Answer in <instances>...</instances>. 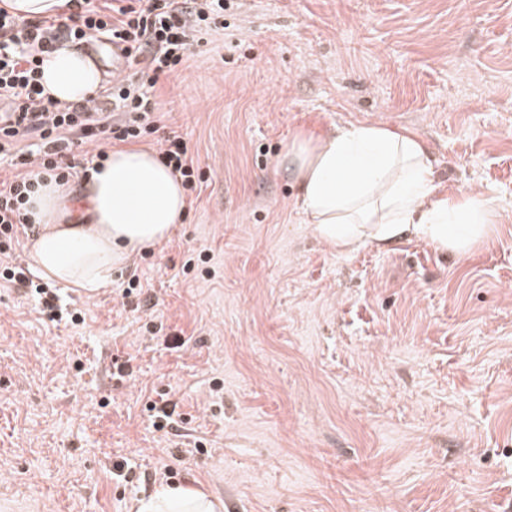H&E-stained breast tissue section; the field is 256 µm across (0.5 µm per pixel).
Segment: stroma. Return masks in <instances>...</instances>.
Segmentation results:
<instances>
[{
  "label": "stroma",
  "instance_id": "35a3bbf8",
  "mask_svg": "<svg viewBox=\"0 0 512 512\" xmlns=\"http://www.w3.org/2000/svg\"><path fill=\"white\" fill-rule=\"evenodd\" d=\"M156 101L207 180L50 321L0 284V512H512V0H245ZM422 137L468 253H341L293 203L298 131ZM140 285L129 288L131 277ZM136 512H218L202 490L191 486L161 485L137 502Z\"/></svg>",
  "mask_w": 512,
  "mask_h": 512
}]
</instances>
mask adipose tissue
I'll list each match as a JSON object with an SVG mask.
<instances>
[{
  "label": "adipose tissue",
  "instance_id": "adipose-tissue-1",
  "mask_svg": "<svg viewBox=\"0 0 512 512\" xmlns=\"http://www.w3.org/2000/svg\"><path fill=\"white\" fill-rule=\"evenodd\" d=\"M104 76L76 45L45 56L41 84L63 103L97 95ZM284 159L294 202L322 242L341 251L365 244L386 250L407 237L463 255L492 230L498 213L480 194L438 193L425 142L376 124L303 132ZM69 186L41 174L24 212L39 232L29 246L37 270L59 284L93 294L112 283V270L138 249L167 239L183 223L182 183L156 150L127 146L109 152L85 182L83 214L63 208ZM136 512H217L200 489L161 485Z\"/></svg>",
  "mask_w": 512,
  "mask_h": 512
}]
</instances>
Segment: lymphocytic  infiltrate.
<instances>
[{
  "label": "lymphocytic infiltrate",
  "instance_id": "1",
  "mask_svg": "<svg viewBox=\"0 0 512 512\" xmlns=\"http://www.w3.org/2000/svg\"><path fill=\"white\" fill-rule=\"evenodd\" d=\"M236 0H67L69 11L54 18L25 19L0 8V166L14 168L0 182V280L34 288L48 319L59 316L55 289L34 284L9 256L29 224L23 206L32 187L31 171L65 180L89 171L92 144L138 140L160 132L155 86L161 74L185 63L200 32L211 30ZM100 34L122 42L133 70L113 80L103 99L63 104L45 96L40 65L56 43ZM26 152H17L21 140ZM160 155L183 187L196 190L203 175L180 135L160 142Z\"/></svg>",
  "mask_w": 512,
  "mask_h": 512
}]
</instances>
